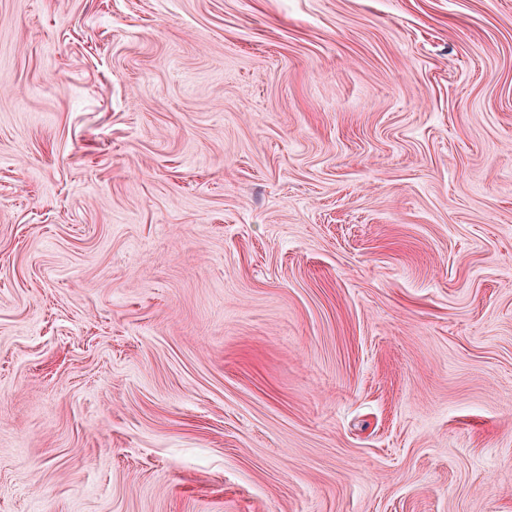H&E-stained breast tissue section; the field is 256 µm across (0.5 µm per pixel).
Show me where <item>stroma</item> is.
<instances>
[{
  "instance_id": "obj_1",
  "label": "stroma",
  "mask_w": 512,
  "mask_h": 512,
  "mask_svg": "<svg viewBox=\"0 0 512 512\" xmlns=\"http://www.w3.org/2000/svg\"><path fill=\"white\" fill-rule=\"evenodd\" d=\"M0 512H512V0H0Z\"/></svg>"
}]
</instances>
